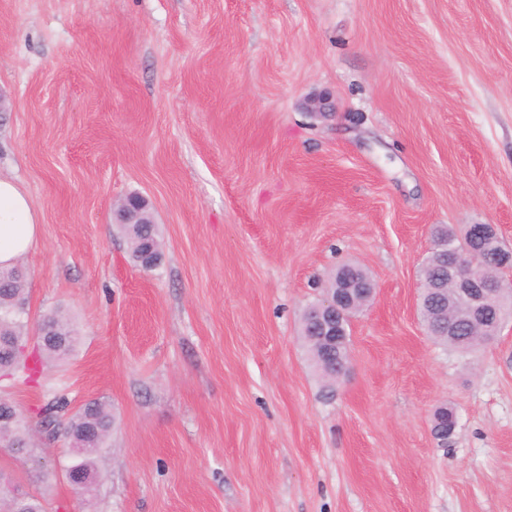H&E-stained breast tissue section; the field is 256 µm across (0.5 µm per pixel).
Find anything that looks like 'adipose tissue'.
<instances>
[{
    "mask_svg": "<svg viewBox=\"0 0 512 512\" xmlns=\"http://www.w3.org/2000/svg\"><path fill=\"white\" fill-rule=\"evenodd\" d=\"M40 236V218L29 198L8 178H0V265L15 263Z\"/></svg>",
    "mask_w": 512,
    "mask_h": 512,
    "instance_id": "adipose-tissue-1",
    "label": "adipose tissue"
}]
</instances>
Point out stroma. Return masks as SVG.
I'll list each match as a JSON object with an SVG mask.
<instances>
[{
  "label": "stroma",
  "mask_w": 512,
  "mask_h": 512,
  "mask_svg": "<svg viewBox=\"0 0 512 512\" xmlns=\"http://www.w3.org/2000/svg\"><path fill=\"white\" fill-rule=\"evenodd\" d=\"M0 95L29 320L78 332L0 378L35 427L0 468L47 512H512V322L462 353L418 312L436 229L512 248V0H0ZM133 193L149 272L112 222ZM348 262L377 291L330 388L301 316ZM60 395L116 418L87 494L39 427ZM113 223L123 226L131 243V257L137 265H141V254L150 246L161 253L157 226L149 211L146 199L137 194L129 195L113 209ZM56 316L53 312L43 314L37 325V337L41 342H45L46 336H58L59 342L43 344L40 349V358L42 366L48 368V364L53 365L64 359L72 353L77 340L76 331L69 321L61 315L59 331L63 336L57 334Z\"/></svg>",
  "instance_id": "1"
}]
</instances>
